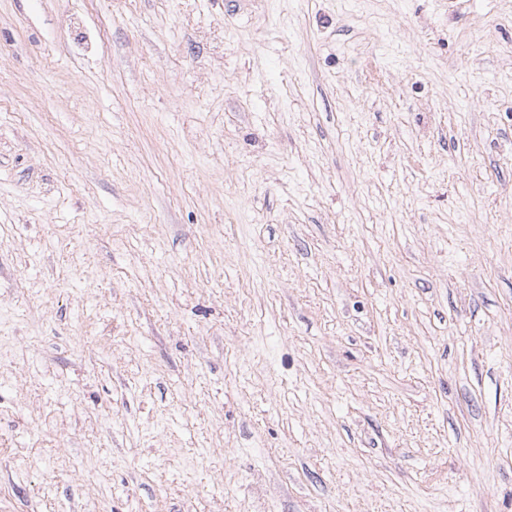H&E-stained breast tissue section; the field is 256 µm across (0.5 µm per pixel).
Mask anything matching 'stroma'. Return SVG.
Wrapping results in <instances>:
<instances>
[{"label":"stroma","instance_id":"35a3bbf8","mask_svg":"<svg viewBox=\"0 0 512 512\" xmlns=\"http://www.w3.org/2000/svg\"><path fill=\"white\" fill-rule=\"evenodd\" d=\"M0 512H512V0H0Z\"/></svg>","mask_w":512,"mask_h":512}]
</instances>
